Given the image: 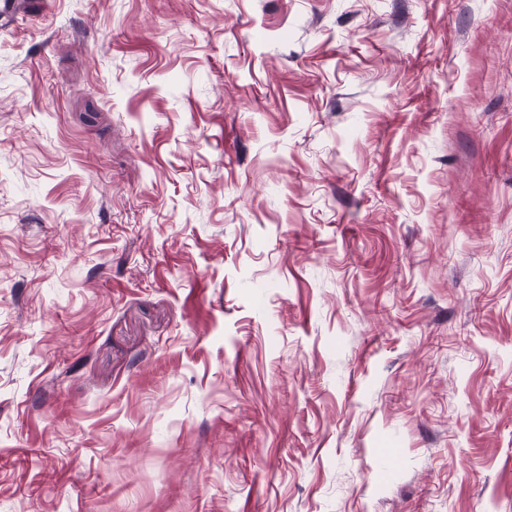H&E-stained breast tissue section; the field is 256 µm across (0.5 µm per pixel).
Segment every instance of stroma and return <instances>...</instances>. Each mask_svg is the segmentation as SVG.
I'll use <instances>...</instances> for the list:
<instances>
[{"label":"stroma","mask_w":512,"mask_h":512,"mask_svg":"<svg viewBox=\"0 0 512 512\" xmlns=\"http://www.w3.org/2000/svg\"><path fill=\"white\" fill-rule=\"evenodd\" d=\"M0 512H512V0L0 25Z\"/></svg>","instance_id":"stroma-1"}]
</instances>
